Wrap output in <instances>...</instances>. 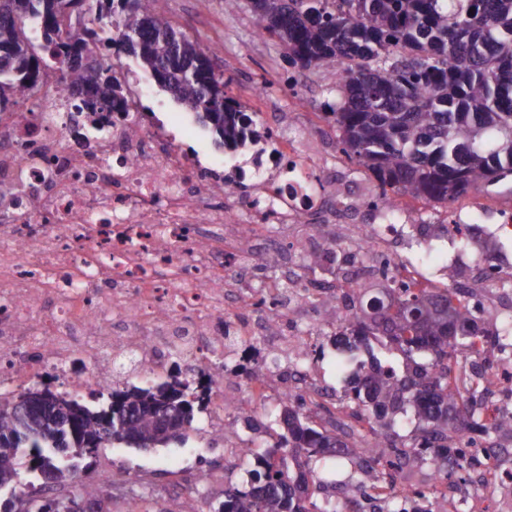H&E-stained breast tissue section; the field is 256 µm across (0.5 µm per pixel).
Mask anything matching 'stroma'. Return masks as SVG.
Here are the masks:
<instances>
[{
    "instance_id": "obj_1",
    "label": "stroma",
    "mask_w": 512,
    "mask_h": 512,
    "mask_svg": "<svg viewBox=\"0 0 512 512\" xmlns=\"http://www.w3.org/2000/svg\"><path fill=\"white\" fill-rule=\"evenodd\" d=\"M152 10L200 44L221 45L223 52L217 62L227 79L224 92L228 97L246 108H253L249 87L266 84L268 105L288 116L286 131L302 130L320 145L337 140L336 126L325 114L327 99L336 94L329 66L309 69L291 66L279 42L257 35L248 0H154ZM378 186L370 170L352 158H344L336 189L346 205L356 206L365 194ZM460 202L465 206L463 215L471 226L469 241L449 239L443 228L447 207L432 203L422 205L418 220L399 226L390 242L391 251L403 261H416L421 257L425 242H433L435 255L429 274L444 283L466 276L478 254L512 268V248L502 250L495 245L498 213L512 209V180L470 191ZM297 320L315 328L304 368L318 385L324 386L335 398H343L344 389L336 379L331 357L322 351L337 331L334 306L321 304L306 308L298 313ZM271 358L277 359L279 372H290L291 362L280 357L271 345L256 343L232 347L226 354L228 397L237 396V383L247 371L254 369L257 362ZM275 405L274 399L267 398L254 407L250 412L253 425L249 428L235 414L225 418L220 431L208 427L206 415H197L186 449L176 456L167 448L99 449L89 467L78 473L77 480L93 498L104 500L106 512H186L189 504L200 503L204 498L220 501L225 488L240 485L245 478L244 463L230 464L224 459V434L234 435L255 447L275 443L278 428L268 418ZM169 460L174 463L175 476L207 469L212 471L214 480L184 497L168 498L163 487L169 477L161 475L160 469ZM107 469L113 473V485L109 488L100 480L101 473Z\"/></svg>"
}]
</instances>
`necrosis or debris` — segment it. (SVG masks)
Listing matches in <instances>:
<instances>
[{"label": "necrosis or debris", "instance_id": "necrosis-or-debris-1", "mask_svg": "<svg viewBox=\"0 0 512 512\" xmlns=\"http://www.w3.org/2000/svg\"><path fill=\"white\" fill-rule=\"evenodd\" d=\"M129 120L75 108L81 93L63 73L45 75L44 102L0 119V383L21 386L55 370L74 385L105 388L112 353H137L153 376L172 344L184 343L211 378V426L224 423L225 379L206 353L219 335L235 343L272 342L302 354L311 329L299 309L350 293L389 268L396 280L441 290L421 263L397 259L388 242L408 211L391 194H369L347 217L336 180L318 150L299 134L259 120L235 151L203 159L185 147L195 129L172 131L149 106L140 72L117 65ZM344 224L350 270L341 284L310 279L297 255L316 236L297 228ZM294 256L276 282L255 290L261 253ZM82 368L71 371L72 356ZM480 409L490 422L512 407V356L482 362ZM502 439L462 441L455 461L464 483L436 496V512H512V472L493 459Z\"/></svg>", "mask_w": 512, "mask_h": 512}]
</instances>
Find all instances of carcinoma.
Here are the masks:
<instances>
[{"mask_svg": "<svg viewBox=\"0 0 512 512\" xmlns=\"http://www.w3.org/2000/svg\"><path fill=\"white\" fill-rule=\"evenodd\" d=\"M151 0H0V114L12 99L33 94L48 58L85 60L66 78L87 87L79 108L121 112L123 91L112 82V63L86 58L105 23L122 28L106 38L116 55L140 60L163 90L204 126L218 148L239 147L256 124L255 114L224 97V72L215 55L187 34L160 20ZM261 36L278 39L295 65L309 68L347 61L348 74L336 85L328 116L340 131L343 152L373 171L380 186L397 188L427 202L446 203L480 186L512 176V0H250ZM77 18L73 39L63 25ZM336 320L331 338L349 416L366 423L413 411L420 437H399L389 445L386 467L403 471L450 458L467 429L489 428L472 415L480 399L470 357L512 349V326L486 317L448 291L433 296L424 288H385ZM398 350L406 359L424 351L430 359L398 370L381 355ZM460 373L448 376V361ZM73 418L77 437L40 422L11 417L14 399L0 400V488L16 490L23 459L32 465L61 454L93 457L115 444L166 446L187 436L196 415L207 410L205 385L177 376L142 387L126 383L106 393L90 392L93 403L48 390ZM112 414V432L102 431ZM282 433L270 447L249 448L247 479L224 490L214 512H336V503L310 500L308 479L315 463L354 458L336 422L312 424L285 403L274 413ZM75 475L61 468L52 483L74 490ZM31 495L0 499V512H43L49 501ZM419 495L409 510L396 498L370 512H432Z\"/></svg>", "mask_w": 512, "mask_h": 512, "instance_id": "1", "label": "carcinoma"}]
</instances>
